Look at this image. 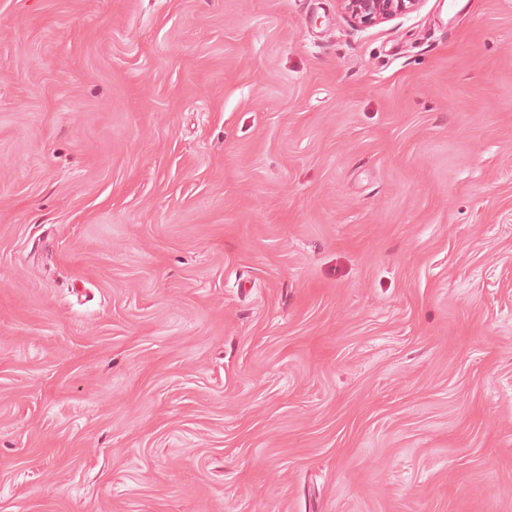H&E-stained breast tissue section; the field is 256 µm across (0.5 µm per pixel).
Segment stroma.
<instances>
[{"label":"stroma","instance_id":"stroma-1","mask_svg":"<svg viewBox=\"0 0 512 512\" xmlns=\"http://www.w3.org/2000/svg\"><path fill=\"white\" fill-rule=\"evenodd\" d=\"M0 0V512H512V0ZM347 17L357 26H369L414 11L421 0H339Z\"/></svg>","mask_w":512,"mask_h":512}]
</instances>
